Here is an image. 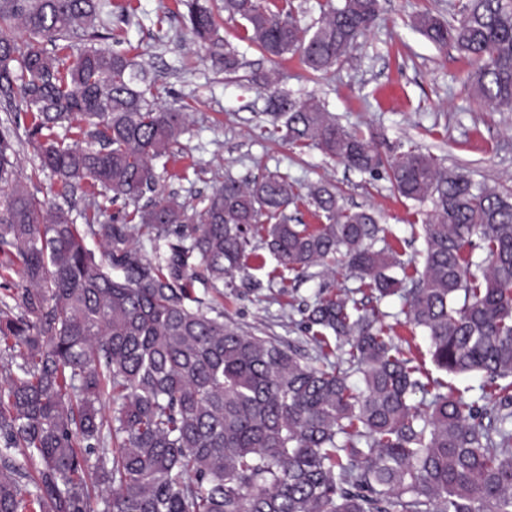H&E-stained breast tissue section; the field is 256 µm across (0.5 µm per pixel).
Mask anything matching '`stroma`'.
<instances>
[{"instance_id": "obj_1", "label": "stroma", "mask_w": 512, "mask_h": 512, "mask_svg": "<svg viewBox=\"0 0 512 512\" xmlns=\"http://www.w3.org/2000/svg\"><path fill=\"white\" fill-rule=\"evenodd\" d=\"M100 2L112 47L149 63L158 102L181 97L195 108L191 129L175 148L159 192L197 204L226 177L249 180L279 170L305 185L332 183L345 207L379 214L399 252L422 249V241L409 239L411 205L393 192L386 175L360 173L316 148H292L269 135L267 95L249 78L271 71L279 77V90L321 100L346 129L384 135L392 147L432 152L474 182L512 188V112L480 108L464 83L470 61L455 49L437 47L412 24L421 12L452 19L458 0H381L380 25L360 37L344 61L314 80L298 57L271 62L241 41L238 23L223 18L220 33L242 63L235 78H227L186 38L180 0ZM274 265L270 257L264 269L225 278L223 287L208 290L206 303L242 329L299 345L304 339L297 326L299 306L316 295L359 285L344 270L325 279L291 275L285 283L272 284L267 270Z\"/></svg>"}]
</instances>
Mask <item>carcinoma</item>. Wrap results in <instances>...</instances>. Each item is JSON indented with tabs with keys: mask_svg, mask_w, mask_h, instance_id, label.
I'll list each match as a JSON object with an SVG mask.
<instances>
[{
	"mask_svg": "<svg viewBox=\"0 0 512 512\" xmlns=\"http://www.w3.org/2000/svg\"><path fill=\"white\" fill-rule=\"evenodd\" d=\"M182 4L186 33L236 74L206 0ZM223 10L242 40L272 59L296 54L319 77L381 3L327 0L310 28L290 0ZM96 19L97 0H0V102L13 113L0 123V512H95L98 486L101 512H512V190L476 186L428 151L391 156L265 75L252 82L269 92L270 135L359 172L385 169L415 206L422 260L400 259L377 214L344 207L335 186L279 171L228 177L200 208L171 195L143 204L191 105H157L145 68L97 45ZM415 27L475 63L476 101L512 112V0H464L453 20L424 13ZM57 41L75 52L50 51ZM24 115L57 194L90 189L85 224L22 182ZM63 126L85 144L59 136ZM107 195L129 210L107 214ZM301 203L321 223H291ZM257 241L276 261L271 283L339 265L360 281L299 308L314 363L193 295L195 281L215 288L247 272ZM364 288L402 297L404 319L385 323L356 298ZM396 324L426 337L438 370L480 374L481 394L423 382ZM337 351L347 368L330 361Z\"/></svg>",
	"mask_w": 512,
	"mask_h": 512,
	"instance_id": "carcinoma-1",
	"label": "carcinoma"
}]
</instances>
